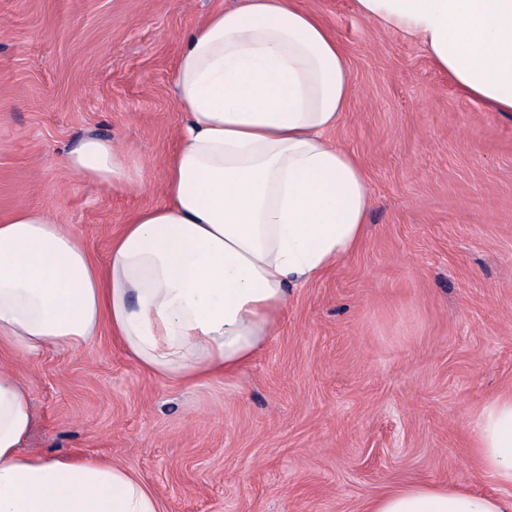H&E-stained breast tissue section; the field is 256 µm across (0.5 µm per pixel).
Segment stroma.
<instances>
[{"label":"stroma","mask_w":512,"mask_h":512,"mask_svg":"<svg viewBox=\"0 0 512 512\" xmlns=\"http://www.w3.org/2000/svg\"><path fill=\"white\" fill-rule=\"evenodd\" d=\"M235 0H0V216L52 209L106 261L159 206L183 114V37ZM341 44L354 86L328 138L373 190L361 246L293 290L241 371L156 376L108 331L16 368L33 383L29 450L105 458L163 512H363L394 487L487 495L468 421L512 392V113L470 102L422 47L353 0H300ZM111 138L146 189L108 190L65 157Z\"/></svg>","instance_id":"1"}]
</instances>
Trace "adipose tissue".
Masks as SVG:
<instances>
[{"mask_svg":"<svg viewBox=\"0 0 512 512\" xmlns=\"http://www.w3.org/2000/svg\"><path fill=\"white\" fill-rule=\"evenodd\" d=\"M358 15L418 41L471 101L512 112V0H355ZM174 86L185 114L163 205L134 214L98 263L50 212L0 216V512H161L126 468L27 449L30 379L10 358L75 349L108 327L139 366L181 381L247 366L291 289L355 252L372 191L331 143L353 94L343 48L298 0H237L184 39ZM68 167L107 189L145 187L111 138ZM481 465L508 495L411 484L367 512H512V394L473 414Z\"/></svg>","mask_w":512,"mask_h":512,"instance_id":"adipose-tissue-1","label":"adipose tissue"}]
</instances>
